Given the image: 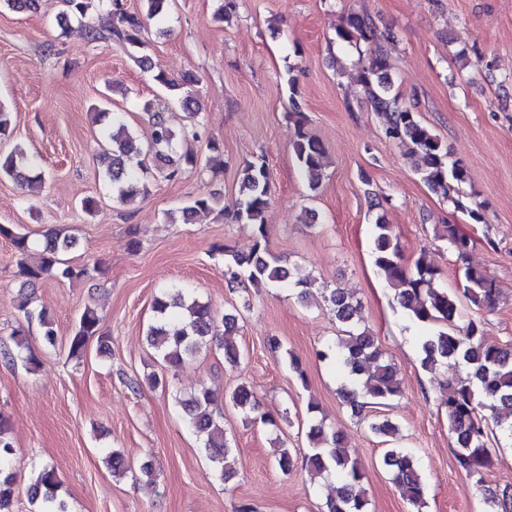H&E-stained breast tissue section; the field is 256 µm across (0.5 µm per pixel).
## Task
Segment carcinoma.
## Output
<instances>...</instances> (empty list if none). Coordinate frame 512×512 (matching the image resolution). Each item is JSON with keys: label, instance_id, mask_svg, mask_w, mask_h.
Returning a JSON list of instances; mask_svg holds the SVG:
<instances>
[{"label": "carcinoma", "instance_id": "1", "mask_svg": "<svg viewBox=\"0 0 512 512\" xmlns=\"http://www.w3.org/2000/svg\"><path fill=\"white\" fill-rule=\"evenodd\" d=\"M16 13L36 12L43 7H54L64 22L81 20L89 15L97 23L88 26L92 40L111 39L129 50L139 67L153 72L152 79L164 91L162 100H145L141 111L149 117V138L140 142L123 122L120 113H97L98 121H107L99 144V161L104 175L112 185V194L122 203H129L140 193L143 181L154 173L166 180L175 179L181 164L196 163L193 153H177V142L205 136L199 117L196 86L197 77L188 72L175 79L163 69H154L149 58L137 56L144 46V32L148 22L160 25L158 33H166L165 21L171 0H141V10L130 13L123 0H0ZM336 36L356 46L364 45L367 65L361 76V85L370 109L381 114L385 136L404 148L405 155L416 160V174L433 192L442 194L469 218L479 223V209L464 205L459 196L467 183L466 167L449 159L448 149L427 126L418 119L416 104L401 101L393 92L390 77L388 45L394 36L380 29L366 13H352L336 29ZM289 121L293 122L295 138L292 149L297 166L309 180L311 189L318 188L325 168V150L321 142L304 131L307 116L298 100L290 98ZM180 106L189 118L181 131L169 126L163 116V107ZM211 152L208 164L218 170L224 165V147L219 141L207 139ZM38 161L16 146L0 157V173L27 185L36 192L42 185V174L35 172ZM219 203L213 194L200 195L189 204L171 212L167 220L190 224L195 217L215 211ZM270 204V172L266 161L259 159L246 163L241 169V197L229 212L237 224L251 226L256 238L254 250L247 255L231 254L225 259V275L232 286L247 282H265L274 287L302 288L308 292L311 282L305 278L292 279L291 270L272 256L263 242L267 241L266 211ZM0 236L11 240L26 285L34 287L43 278L81 279L90 276L88 268L69 265L60 258L75 244L74 237L61 230L44 235L40 249L30 246L28 236L0 225ZM438 239L445 241L464 262L470 251L471 239L460 232L455 224H442ZM35 254L38 263L32 267L27 257ZM374 264L389 286L395 290L399 305L409 317L427 327L438 325L435 332H426L417 338L422 358L421 365L429 371L447 370L448 398L444 406L448 413V431L451 433L459 466L472 485L483 494L493 512H509L512 508L511 486H489L485 470L493 463L489 448L490 428L484 412L499 416L507 413L511 422L497 420V426H506L512 436V345L487 339L484 323L471 318L459 326L458 295L443 284L441 269L420 255L408 266L403 263L401 246L390 225L382 217L374 223ZM462 295L474 306L491 308L496 304L498 291L494 279L480 267L467 265L462 272ZM336 322L340 336L335 344V364L345 375L347 384L340 390L351 410L359 414L366 401L385 405L401 392L397 369L386 358L378 339L360 327L359 302L343 290L335 288L324 296ZM153 320L148 327L147 339L164 367L175 370L194 357L201 349L214 346L224 350V361L235 365L242 352L229 337L236 327L238 316L232 313L218 315L210 304L190 296L188 300L170 303L164 297L154 298ZM103 340L100 318L87 308L77 320L68 339L69 356L85 355L90 339ZM14 348L3 352L8 363L21 360L35 369L40 361L27 346L21 331L13 332ZM465 369L460 375L459 368ZM228 401L239 409L245 419L254 423L277 426L273 417L259 412V405L251 388L239 384ZM186 421L202 438L216 475L227 482L237 474L238 457L224 432V423L216 415L217 397L209 390L191 393L178 400ZM307 437L310 453L306 463L315 474L334 478L339 482L338 495L326 498L320 512H371L367 491L363 486V472L358 459L353 457L344 443L343 435L332 425L320 419L309 426ZM13 445L8 434V420L0 414V512H12L15 476L11 469ZM383 464L403 499L422 512L425 507V485L414 456L402 448H389L383 455ZM58 481L54 468L46 466L29 487L30 497L40 504V512H66L65 503L58 497Z\"/></svg>", "mask_w": 512, "mask_h": 512}]
</instances>
